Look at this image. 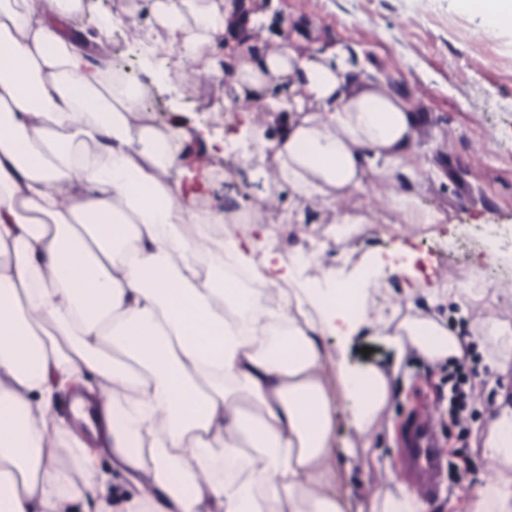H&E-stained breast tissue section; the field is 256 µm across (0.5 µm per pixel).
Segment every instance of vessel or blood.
Instances as JSON below:
<instances>
[{
    "label": "vessel or blood",
    "mask_w": 512,
    "mask_h": 512,
    "mask_svg": "<svg viewBox=\"0 0 512 512\" xmlns=\"http://www.w3.org/2000/svg\"><path fill=\"white\" fill-rule=\"evenodd\" d=\"M397 454L402 469L424 495L439 492L447 456L431 411L416 413L410 419L402 431Z\"/></svg>",
    "instance_id": "1"
}]
</instances>
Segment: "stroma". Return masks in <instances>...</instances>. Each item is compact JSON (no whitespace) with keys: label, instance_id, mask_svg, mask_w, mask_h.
<instances>
[{"label":"stroma","instance_id":"35a3bbf8","mask_svg":"<svg viewBox=\"0 0 512 512\" xmlns=\"http://www.w3.org/2000/svg\"><path fill=\"white\" fill-rule=\"evenodd\" d=\"M245 29L241 40L224 45L228 58L276 50L289 41L302 55L336 51L368 79L385 84L408 98L419 110L422 124L410 168L399 174L401 188L413 191L417 206L445 214L442 224H399L383 209V190L366 182L344 203L345 213L365 225L366 234L337 237L332 206H305L286 185L272 179L274 159L264 168L270 177L253 179L244 158L254 148L242 142L237 152L204 153L215 174L216 189L197 202L199 210L260 212L272 228L271 244L280 260L317 247L323 264L307 267L305 276L318 282L326 266L340 263L355 269L365 256L387 254L398 244L424 257V267L437 281L463 285L473 271L486 280L512 284V265L488 261L491 246L512 248V32H484L478 17L460 12L454 0H230ZM77 17L62 24L80 40L92 58L107 56L128 63L134 82L155 103L158 113L143 112L141 123L159 133L181 124L188 136L199 128L231 137L238 123L240 96L225 81L209 76L194 81L159 82V73L175 70L183 60L178 44L169 43L155 59H146L131 40L133 28L156 35L158 27L144 0H83ZM123 18L105 44H98L100 27ZM449 366L430 369L418 360L404 362L396 393L372 447H360L359 435L338 425L341 445L356 448L343 471L353 505L365 503L367 490L386 480L387 464L397 463V428L424 399L437 400V419L450 468L441 503L485 478L489 461L484 441L487 419L499 391L512 393V369L501 374L475 352L463 372L477 396L461 424L448 415ZM97 480L106 483L114 512L136 498L140 490L121 468L100 456Z\"/></svg>","mask_w":512,"mask_h":512}]
</instances>
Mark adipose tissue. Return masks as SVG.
I'll use <instances>...</instances> for the list:
<instances>
[{"instance_id":"adipose-tissue-1","label":"adipose tissue","mask_w":512,"mask_h":512,"mask_svg":"<svg viewBox=\"0 0 512 512\" xmlns=\"http://www.w3.org/2000/svg\"><path fill=\"white\" fill-rule=\"evenodd\" d=\"M192 75L228 76L260 93L291 78L290 117L265 141L276 178L306 202L344 197L367 179L393 183L412 156L421 116L401 94L366 79L346 57L284 45L224 71L216 54L232 15L222 0H145ZM490 32L512 29V0H457ZM82 0H0V512H61L108 494L91 475L98 451L143 475L130 512H349L332 461L333 416L364 447L394 394L407 352L426 365L465 358L448 308L470 289L423 281L407 251L370 255L360 273L256 258L249 236L213 239L197 197L214 185L183 180L181 131L160 138L139 123L137 86L115 88L59 23ZM265 283L250 291L224 264ZM401 285L405 312L370 300L373 276ZM328 336L367 337L389 360L352 368L328 355ZM491 368L512 362V323L481 320L474 336ZM333 362L335 384L324 368ZM91 376L101 397L89 441L67 442L57 387ZM488 421L494 477L466 512H512V398ZM370 512H432L398 472L369 496Z\"/></svg>"}]
</instances>
